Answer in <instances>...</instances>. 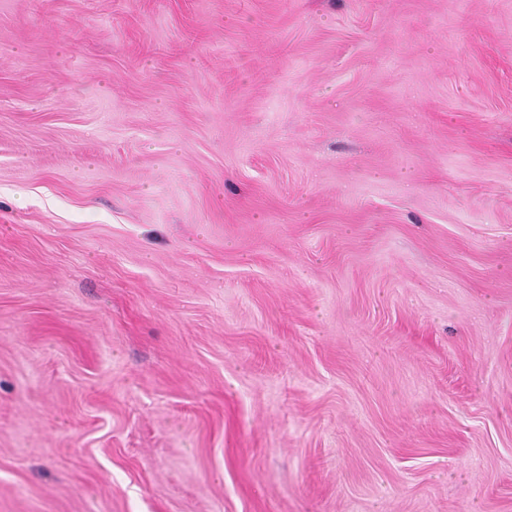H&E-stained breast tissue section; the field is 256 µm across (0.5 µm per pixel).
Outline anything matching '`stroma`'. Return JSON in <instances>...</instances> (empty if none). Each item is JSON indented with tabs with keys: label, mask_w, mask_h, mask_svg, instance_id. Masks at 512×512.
<instances>
[{
	"label": "stroma",
	"mask_w": 512,
	"mask_h": 512,
	"mask_svg": "<svg viewBox=\"0 0 512 512\" xmlns=\"http://www.w3.org/2000/svg\"><path fill=\"white\" fill-rule=\"evenodd\" d=\"M0 512H512V0H0Z\"/></svg>",
	"instance_id": "stroma-1"
}]
</instances>
